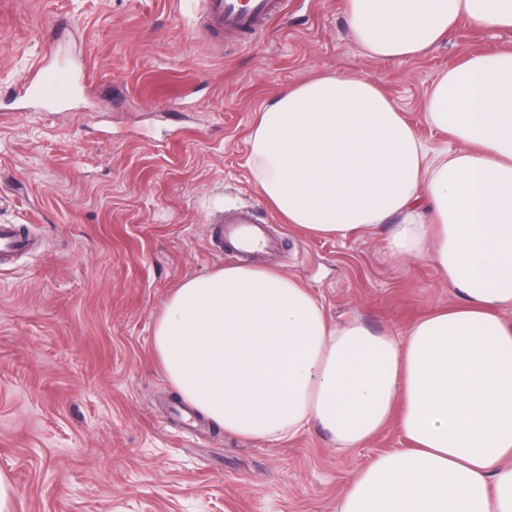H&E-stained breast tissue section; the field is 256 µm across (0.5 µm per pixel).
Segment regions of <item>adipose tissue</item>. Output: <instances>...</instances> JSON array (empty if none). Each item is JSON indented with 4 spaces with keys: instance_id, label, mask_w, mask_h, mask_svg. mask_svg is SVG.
Here are the masks:
<instances>
[{
    "instance_id": "ef3b65f1",
    "label": "adipose tissue",
    "mask_w": 512,
    "mask_h": 512,
    "mask_svg": "<svg viewBox=\"0 0 512 512\" xmlns=\"http://www.w3.org/2000/svg\"><path fill=\"white\" fill-rule=\"evenodd\" d=\"M512 28V0H348L356 45L414 58L459 17ZM427 122L457 142L431 151L377 80L327 73L258 112L248 164L259 193L310 235L392 225V255L427 259L453 305L404 337L332 322L296 279L231 264L183 281L151 347L172 388L225 432L289 439L319 426L336 448L389 424L408 445L371 459L336 512H512V50L441 73Z\"/></svg>"
}]
</instances>
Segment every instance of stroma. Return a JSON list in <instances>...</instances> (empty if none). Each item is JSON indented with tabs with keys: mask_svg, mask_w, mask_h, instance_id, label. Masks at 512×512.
<instances>
[{
	"mask_svg": "<svg viewBox=\"0 0 512 512\" xmlns=\"http://www.w3.org/2000/svg\"><path fill=\"white\" fill-rule=\"evenodd\" d=\"M195 0H0V224L36 241L0 269V471L12 512H336L352 474L404 447L396 425L348 451L318 428L245 441L197 417L151 349L184 280L232 263L210 215L254 208L280 241L252 266L297 279L331 321L404 332L452 288L385 234L316 238L259 194L247 164L256 113L323 72L375 79L433 149L423 112L438 75L512 48V30L459 19L423 56L356 47L346 0H284L251 43L202 29ZM84 74L51 111L21 97L32 72Z\"/></svg>",
	"mask_w": 512,
	"mask_h": 512,
	"instance_id": "1",
	"label": "stroma"
}]
</instances>
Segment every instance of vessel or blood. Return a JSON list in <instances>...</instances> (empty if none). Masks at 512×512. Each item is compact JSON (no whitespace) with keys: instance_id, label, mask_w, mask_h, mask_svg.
Wrapping results in <instances>:
<instances>
[{"instance_id":"b4317fda","label":"vessel or blood","mask_w":512,"mask_h":512,"mask_svg":"<svg viewBox=\"0 0 512 512\" xmlns=\"http://www.w3.org/2000/svg\"><path fill=\"white\" fill-rule=\"evenodd\" d=\"M207 19L216 34H228L247 42L260 34L277 14L278 0H204ZM68 90V82L56 72L41 69L23 89L24 94L47 104L60 101ZM214 239L219 247L242 257L256 250H271L275 242L269 226L258 221L252 209L224 212L214 220ZM34 241L13 224L0 225V268L9 265L18 252L32 251Z\"/></svg>"}]
</instances>
